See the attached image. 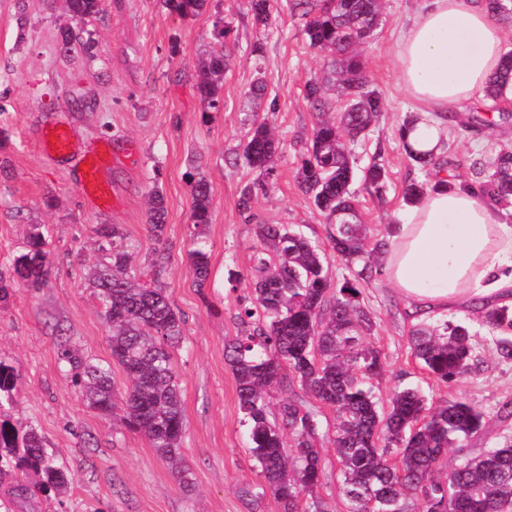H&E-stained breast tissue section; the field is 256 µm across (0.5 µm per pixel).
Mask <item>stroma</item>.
Listing matches in <instances>:
<instances>
[{
  "label": "stroma",
  "instance_id": "1",
  "mask_svg": "<svg viewBox=\"0 0 512 512\" xmlns=\"http://www.w3.org/2000/svg\"><path fill=\"white\" fill-rule=\"evenodd\" d=\"M424 2L386 0L363 46L371 87L385 103L379 122L354 147L359 165L377 161L387 172L383 193L354 185L361 217L375 237L395 224L405 206L402 189L419 176L398 137L412 103L399 84L394 49ZM247 5L209 0L202 14L182 19L161 0H104L100 14L79 19L63 0H0V269L27 251L36 225L52 260L45 288H18L0 304V362L19 378L4 414L16 426L34 425L70 478L65 493L26 500L2 483L0 512H280L261 489L224 342L238 334L239 306L252 296L255 224H288L311 240H326L325 219L299 189L296 173L315 123L305 85L318 81L335 98L336 67L332 54L309 47L303 20L285 0H272L265 25ZM218 18L231 30L230 56L224 107L207 112L195 85L199 61L214 47ZM66 28L91 41L92 50L64 51ZM258 81L265 91L255 97L250 88ZM501 110L476 131L450 126L446 143L458 180H471L473 160L490 158L491 147L512 146V102ZM256 120L281 143L276 177L255 196L250 224L239 198L261 174L235 157ZM53 124L68 126L81 149L105 142L116 152L102 172L118 193L110 209H96L81 193L75 182L79 157L59 164L42 154L41 132ZM201 176L212 191L210 276L202 289L188 259L190 189ZM156 189L166 206L158 237L147 222V199ZM106 224L121 228L136 273L148 271L155 248L169 255L163 281L185 320L182 341L171 351L185 420V485L144 438L113 432L111 417L87 407L59 359L61 348L72 346L88 361L111 362L91 279L94 266L109 260L111 246L99 236ZM363 293L375 322L370 341L386 361L376 384L380 400L395 387L412 385L438 402L456 399L485 409L492 415L488 426L467 443L475 454L512 436V419L495 417L499 405L512 402V360L498 355L495 332L481 327L474 337L480 372L439 383L411 355L413 322L391 284L380 276Z\"/></svg>",
  "mask_w": 512,
  "mask_h": 512
}]
</instances>
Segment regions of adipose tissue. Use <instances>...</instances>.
<instances>
[{
	"instance_id": "obj_1",
	"label": "adipose tissue",
	"mask_w": 512,
	"mask_h": 512,
	"mask_svg": "<svg viewBox=\"0 0 512 512\" xmlns=\"http://www.w3.org/2000/svg\"><path fill=\"white\" fill-rule=\"evenodd\" d=\"M502 31L484 0H426L401 31L396 65L418 120L402 132L413 151L443 152L447 115L470 101L502 59ZM380 263L411 313L512 305V221L477 189L437 187L406 206Z\"/></svg>"
}]
</instances>
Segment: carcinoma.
<instances>
[{
    "label": "carcinoma",
    "mask_w": 512,
    "mask_h": 512,
    "mask_svg": "<svg viewBox=\"0 0 512 512\" xmlns=\"http://www.w3.org/2000/svg\"><path fill=\"white\" fill-rule=\"evenodd\" d=\"M291 12L304 19L309 46L336 56V102L325 97L316 82L306 85V99L316 111L307 153L297 171L298 186L327 222L336 212L352 213L347 224H335L328 241L345 266L333 278L324 249L284 224H257L258 240L250 267L253 297L238 312L241 330L224 344L225 359L236 383L241 422L249 450L260 470L264 488L281 512H335L327 493L328 478L322 448L323 410L333 414L330 442L336 458V486L347 512H512V439L473 456L465 442L489 423L487 414L459 400L432 402L417 387L396 388L387 405L376 396L373 380L386 374L382 352L366 343L374 321L362 300V288L381 275L379 257L388 246L373 240L360 218L351 191L356 179L376 194L385 188L386 173L377 162L358 167L352 151L384 111L381 96L370 88L361 47L374 34L382 16V0H286ZM180 18L201 14L207 0H164ZM73 17L101 11V0H66ZM229 33L224 21L214 22L220 49L199 62L197 96L212 110L222 104L221 89ZM486 107L493 109L512 93V52L488 79ZM278 142L268 124L253 122L243 150L246 164L271 181L275 177ZM424 180L404 188L407 202L418 200L432 186H452L450 163L429 153L405 150ZM474 184L499 203L512 201V148H495L489 161L473 163ZM446 178H441V173ZM245 187L239 209L253 219L256 189ZM192 249L188 252L197 285L206 284L210 268L207 227L212 221L211 189L204 179L191 187ZM166 210L160 191L150 194L148 222L154 236L163 232ZM100 236L112 241L109 266L98 272L97 295L112 328V358L129 384L122 390L112 381L111 366L84 360L63 348L59 359L74 371L89 407L112 417L116 432L142 434L165 459L181 453L184 417L181 393L168 347L183 335V319L164 288L168 257L156 253L151 283L130 274L131 255L118 245V226H104ZM43 235L34 230L28 251L0 273V302L14 286L41 288L47 283L49 252ZM498 332L512 328V308L494 306L476 311L470 320H423L410 330L411 354L433 378L450 384L475 373L480 364L472 343L473 324ZM287 373H282L283 369ZM310 398L287 394L293 385ZM13 369L0 362V405L17 391ZM284 392L272 402L275 390ZM455 453L449 470L441 469L448 452ZM13 480L12 492L24 498L66 489L68 476L47 453L38 430L30 425L19 434L0 421V479Z\"/></svg>",
    "instance_id": "carcinoma-1"
}]
</instances>
